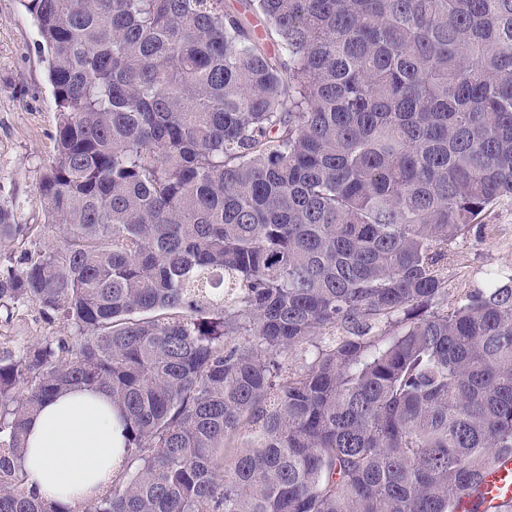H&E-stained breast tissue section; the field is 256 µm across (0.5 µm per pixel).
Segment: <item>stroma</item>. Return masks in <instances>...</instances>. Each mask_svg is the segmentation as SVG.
<instances>
[{"label":"stroma","instance_id":"35a3bbf8","mask_svg":"<svg viewBox=\"0 0 512 512\" xmlns=\"http://www.w3.org/2000/svg\"><path fill=\"white\" fill-rule=\"evenodd\" d=\"M57 123L38 29L20 0H0V207L13 223L44 221L37 187L55 159ZM486 221L495 234L472 232L448 264L449 297L483 287L486 271L512 272V199L500 201ZM64 333L61 323L45 322L33 306L11 321L0 315V334L23 344Z\"/></svg>","mask_w":512,"mask_h":512}]
</instances>
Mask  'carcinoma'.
<instances>
[{"instance_id": "carcinoma-1", "label": "carcinoma", "mask_w": 512, "mask_h": 512, "mask_svg": "<svg viewBox=\"0 0 512 512\" xmlns=\"http://www.w3.org/2000/svg\"><path fill=\"white\" fill-rule=\"evenodd\" d=\"M23 2L56 157L0 244L61 243L0 261V309L69 334L0 347V512H512V274L448 301L512 197V0ZM75 386L124 455L71 509L20 460ZM481 492L486 504L512 501V459H499L492 465Z\"/></svg>"}]
</instances>
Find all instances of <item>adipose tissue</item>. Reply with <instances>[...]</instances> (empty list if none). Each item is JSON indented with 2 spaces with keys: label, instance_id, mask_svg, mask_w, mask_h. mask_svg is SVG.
<instances>
[{
  "label": "adipose tissue",
  "instance_id": "obj_1",
  "mask_svg": "<svg viewBox=\"0 0 512 512\" xmlns=\"http://www.w3.org/2000/svg\"><path fill=\"white\" fill-rule=\"evenodd\" d=\"M21 465L42 500L71 506L98 497L121 460L122 422L103 390L74 387L45 400L25 428Z\"/></svg>",
  "mask_w": 512,
  "mask_h": 512
}]
</instances>
